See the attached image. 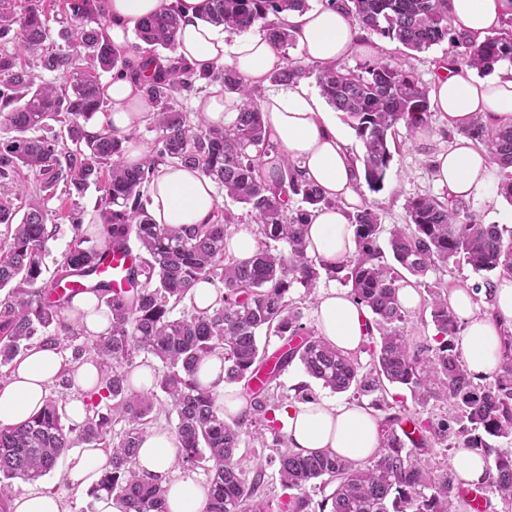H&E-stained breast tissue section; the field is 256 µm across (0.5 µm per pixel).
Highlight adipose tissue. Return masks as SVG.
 I'll return each mask as SVG.
<instances>
[{
  "mask_svg": "<svg viewBox=\"0 0 512 512\" xmlns=\"http://www.w3.org/2000/svg\"><path fill=\"white\" fill-rule=\"evenodd\" d=\"M208 6V0H109L107 35L117 53H131L132 38L143 20L173 10L180 18L176 58L199 73L224 64L251 86L266 88L271 74L284 65L280 51L264 36L231 38L223 28L203 22ZM448 11L457 30L482 38L499 29L512 14V0H448ZM281 18L307 61L332 63L360 46L357 28L334 0H321L319 6L306 10L285 11ZM104 93L110 103L107 130L114 138L126 140L134 127L149 120V106L137 79L128 75L113 78ZM429 98L449 127L460 132L433 163L437 184L458 199L494 201L497 167L487 150L476 148L464 131L477 119L493 128L512 125V78L479 80L468 68L450 66L431 82ZM261 112L271 139L299 165L307 180L324 189L329 200L305 228L307 254L329 266L340 263L356 250L349 216L362 203L356 191L361 171L348 140L337 131L322 97L302 79L268 92ZM146 192L155 222L174 228L210 223L218 204L209 178L177 164L159 166ZM475 297L468 283L448 291V304L464 325L461 348L466 368L481 379L498 370L505 336L512 333V277L498 280L488 311L478 312ZM313 317L318 334L343 353L355 352L366 338L367 310L349 292L320 291ZM67 320L84 334L97 336L108 332L111 314L95 296L82 295L74 299ZM63 368V359L51 349H33L19 357L9 378L0 383V426L20 424L41 410ZM71 376L76 395L65 410L72 422L80 423L87 415L85 396L97 387L101 372L98 363L89 359L77 364ZM199 379L218 391L226 413L234 415L243 408L240 388L224 382L221 355H211L203 362ZM282 418L289 447L305 455L332 452L364 463L379 447L376 416L356 402L320 399L292 404ZM109 459L106 449L81 448L67 459L66 479L78 489L91 486ZM176 466L174 435L167 431L146 434L137 455L140 475L162 481L167 489V512H199L205 489Z\"/></svg>",
  "mask_w": 512,
  "mask_h": 512,
  "instance_id": "1",
  "label": "adipose tissue"
}]
</instances>
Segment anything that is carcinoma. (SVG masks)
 <instances>
[{"label": "carcinoma", "instance_id": "obj_1", "mask_svg": "<svg viewBox=\"0 0 512 512\" xmlns=\"http://www.w3.org/2000/svg\"><path fill=\"white\" fill-rule=\"evenodd\" d=\"M106 5L107 0H62L64 21L57 37L69 50L60 52L50 47L52 32L40 0H0V43L17 44L13 52H0V382L10 376L14 361L35 347L70 349L68 364L92 358L102 371L99 385L87 395L83 423L66 422L65 396L58 395L48 397L28 421L0 427V512H10L14 481L50 473L78 444L112 450L110 468L91 496L113 495L124 512H166L165 489L136 471L147 425L164 406L176 414L178 463L205 472L201 512H265L255 501L265 467L257 464L249 480L237 454L243 436L259 439L266 430L277 444H288L273 425L274 414L283 408L275 401L273 383L295 361L336 393L358 398L390 384L407 388L418 404L448 402L458 428L446 421H420L422 440L443 444L453 437L457 447L482 454L488 460L489 488L512 504V451L490 443L492 438L512 441V336L506 337L505 357L492 381L474 382L462 359L461 325L448 295L426 281L429 272L450 262L465 263L475 272L512 275V240L504 237V228L480 222L459 199L414 196L407 200L408 224L402 227L383 224L378 210L366 203L350 216L355 254L334 268L313 259L306 253L304 227L330 200L271 140L259 91L221 65L198 74L175 63L141 83L157 136L141 164L124 165L121 141L87 132L90 120L107 108L100 74L136 76L140 70L139 62L112 50ZM340 5L359 29L409 51L446 41L452 64L481 75L503 63L512 65V17L479 40L453 29L448 0H340ZM289 7L307 8L308 0H209L204 21L230 33L259 24L284 51L293 35L269 16ZM179 26L174 12L146 18L136 32V52L152 61L174 51ZM284 60L271 81L315 80L363 145L364 182L380 191L400 130L411 139L428 124L427 85L412 68L383 57L353 70ZM43 72L66 79L46 82ZM200 82L224 88L235 109L231 123L210 126L199 113L183 110L180 98ZM52 122L60 132L41 135ZM463 134L489 151L501 173L498 194L512 202V127L493 129L478 119ZM166 163L200 170L246 213L218 208L210 224L172 228L155 223L143 189L158 165ZM23 169L33 174L35 188H29ZM92 184L102 192V243L92 244L79 233L83 211L73 206L65 218L75 237L47 278L46 243L61 226L47 224L45 200L59 188L70 198L80 197ZM18 198L25 201L20 218L14 206ZM245 223L255 226L257 250L239 260L227 251L226 239ZM130 242L137 248L131 288L119 295L106 283L88 289L112 314L108 334L79 340L65 316L74 295L59 287L93 273L106 246ZM322 269L350 286L371 314L378 337L366 349L367 367L319 337L289 297L296 285L308 292L316 288ZM405 272L427 293L434 334L424 342H413L405 330L408 311L398 298ZM201 282L220 293L217 306L194 307L193 290ZM263 335L287 344L270 354L259 343ZM213 354L224 359V382L241 385L246 400L229 422L217 392L198 377L203 360ZM141 355L162 364L147 391L131 385ZM403 422L399 413L381 421V448L364 464L323 453L278 451L276 473L291 491L279 505L281 512H455L463 482L449 468L432 467L419 448L407 447L398 433ZM119 423L124 427L115 434ZM314 484L334 489L315 502L307 492Z\"/></svg>", "mask_w": 512, "mask_h": 512}]
</instances>
